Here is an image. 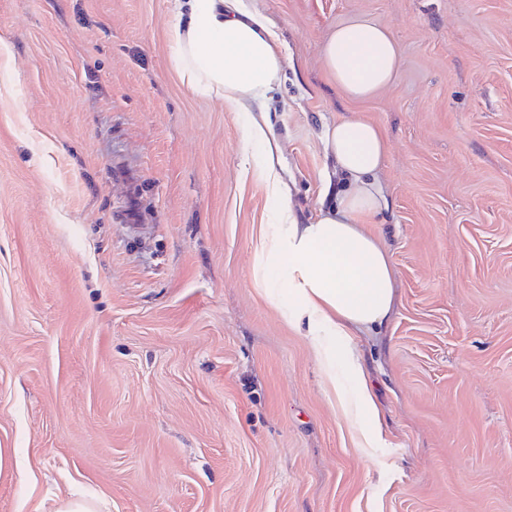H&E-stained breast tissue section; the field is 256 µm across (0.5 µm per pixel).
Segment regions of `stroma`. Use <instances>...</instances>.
<instances>
[{"instance_id": "obj_1", "label": "stroma", "mask_w": 512, "mask_h": 512, "mask_svg": "<svg viewBox=\"0 0 512 512\" xmlns=\"http://www.w3.org/2000/svg\"><path fill=\"white\" fill-rule=\"evenodd\" d=\"M241 4L297 223L341 180L326 125L386 140L395 303L352 342L379 445L255 274L263 150L173 69L172 0H0V512H512V0ZM356 19L400 50L363 100L322 60Z\"/></svg>"}]
</instances>
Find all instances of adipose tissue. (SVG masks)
<instances>
[{
  "label": "adipose tissue",
  "mask_w": 512,
  "mask_h": 512,
  "mask_svg": "<svg viewBox=\"0 0 512 512\" xmlns=\"http://www.w3.org/2000/svg\"><path fill=\"white\" fill-rule=\"evenodd\" d=\"M169 29L171 61L194 92L242 109L259 101L280 78L283 58L273 35L239 0H174ZM323 60L338 88L365 98L386 86L399 64L390 33L367 20L341 26L323 46ZM269 113L248 116L246 144L265 152L260 177L279 204V221L261 234L257 250L269 279L284 283L287 296L271 301L285 322L306 329L310 347L325 369L344 363L356 384L345 410L365 447H375L377 409L359 360L347 349L359 329L381 324L394 303V270L387 250L368 227L386 204L375 177L385 156L381 130L360 118H342L324 131L327 151L348 177L337 209L320 212L309 224L296 223L289 190L276 176Z\"/></svg>",
  "instance_id": "adipose-tissue-1"
}]
</instances>
